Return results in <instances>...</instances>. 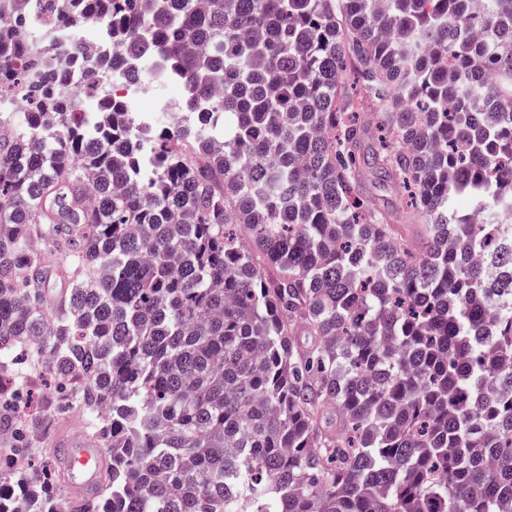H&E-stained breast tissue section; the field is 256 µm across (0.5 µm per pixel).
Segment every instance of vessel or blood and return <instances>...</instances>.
Instances as JSON below:
<instances>
[{
    "mask_svg": "<svg viewBox=\"0 0 512 512\" xmlns=\"http://www.w3.org/2000/svg\"><path fill=\"white\" fill-rule=\"evenodd\" d=\"M54 442L60 448L55 456L56 469L65 478L72 499L97 496L110 465L107 452L87 444L82 436L61 429L56 431Z\"/></svg>",
    "mask_w": 512,
    "mask_h": 512,
    "instance_id": "b4317fda",
    "label": "vessel or blood"
}]
</instances>
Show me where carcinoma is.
Segmentation results:
<instances>
[{"mask_svg": "<svg viewBox=\"0 0 512 512\" xmlns=\"http://www.w3.org/2000/svg\"><path fill=\"white\" fill-rule=\"evenodd\" d=\"M87 24L112 53L71 83ZM149 77L190 86L178 126L133 111ZM2 125L0 377L42 355L111 457L70 512H512V0L38 4ZM19 407L0 512H64ZM366 192L376 207L393 211L406 222L418 220L416 213L410 208H404L399 195L386 185L367 181Z\"/></svg>", "mask_w": 512, "mask_h": 512, "instance_id": "obj_1", "label": "carcinoma"}]
</instances>
